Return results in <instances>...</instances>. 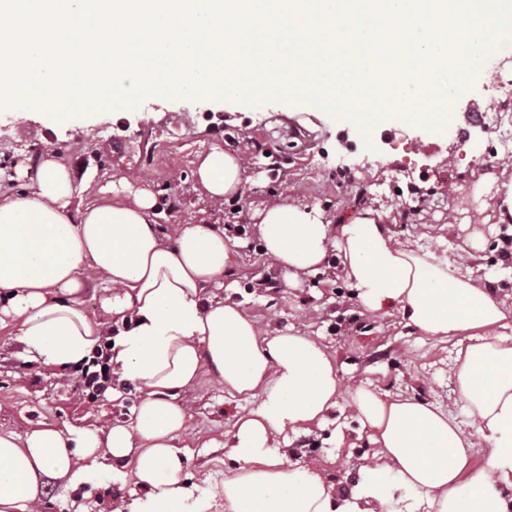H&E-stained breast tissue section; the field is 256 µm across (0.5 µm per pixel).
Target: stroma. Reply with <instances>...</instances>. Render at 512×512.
<instances>
[{
    "mask_svg": "<svg viewBox=\"0 0 512 512\" xmlns=\"http://www.w3.org/2000/svg\"><path fill=\"white\" fill-rule=\"evenodd\" d=\"M504 67L503 58L493 56L470 78L453 103L449 132L391 125L366 139L309 104L184 94L147 100L129 112L85 110L67 126L41 111L0 112V162H26L38 150L54 152L77 173L78 201L87 200L88 187L129 178L133 185L164 192L172 203L165 217L169 224L202 218L248 224L257 208L275 199L320 206L332 221L373 211L396 240L470 271L494 299L511 304L512 256L505 238L512 226L499 221V189L512 180V154H493L495 130L476 126V114L489 110L495 76ZM214 146L242 153L246 166L242 196L220 207L195 191L192 175L196 156ZM91 151L103 166L84 164ZM477 231L486 239L481 252L470 247L469 237ZM246 243L224 274L225 298L239 303L262 328H293L329 347L342 388L358 381L382 393L411 396L451 412L464 429L474 430L451 378L458 337L436 340L406 325L397 312L365 311L334 269L291 279L264 254L255 234H248ZM22 349L17 326L0 329V430L21 433L40 423L60 429L102 425L130 416L139 396L132 382H112L123 393L122 404L103 397L90 402L77 381L62 382L50 367L25 362ZM175 401L189 414L187 432L175 440L188 449L186 469L199 495H218L230 466L223 448L233 443L234 416L251 402L225 393L211 375ZM357 428L350 423L342 443L330 426L296 435L289 465L318 461L337 490L349 491L362 482V465L372 453ZM85 492L88 512H108L117 494L129 502L143 495L133 473L116 481L106 468L97 486Z\"/></svg>",
    "mask_w": 512,
    "mask_h": 512,
    "instance_id": "stroma-1",
    "label": "stroma"
}]
</instances>
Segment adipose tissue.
I'll return each instance as SVG.
<instances>
[{
	"label": "adipose tissue",
	"mask_w": 512,
	"mask_h": 512,
	"mask_svg": "<svg viewBox=\"0 0 512 512\" xmlns=\"http://www.w3.org/2000/svg\"><path fill=\"white\" fill-rule=\"evenodd\" d=\"M194 181L207 198L240 196L246 169L237 153L199 155ZM75 174L54 153L30 185L0 169V328L17 325L28 361L80 372L103 336L113 373L137 384L129 420L104 426L49 425L0 431V512H30L48 480L71 490L94 484L103 460L132 464L143 498L112 512H210L174 444L189 415L176 394L204 375L229 394L252 398L234 422L225 456L224 512H512V305L494 299L462 268L395 241L370 215L332 226L316 207L268 204L255 232L266 256L292 276L336 270L366 310H397L437 340L464 335L452 376L477 428L466 431L442 408L390 397L368 385L341 389L333 355L294 330H264L238 303L210 293L234 263L240 239L199 221L166 228L161 191L112 181L73 206ZM106 286L96 312L79 295L86 274ZM348 396L373 450L365 479L338 494L320 465L292 468L290 436L324 428ZM489 455L466 468L478 441Z\"/></svg>",
	"instance_id": "ef3b65f1"
}]
</instances>
